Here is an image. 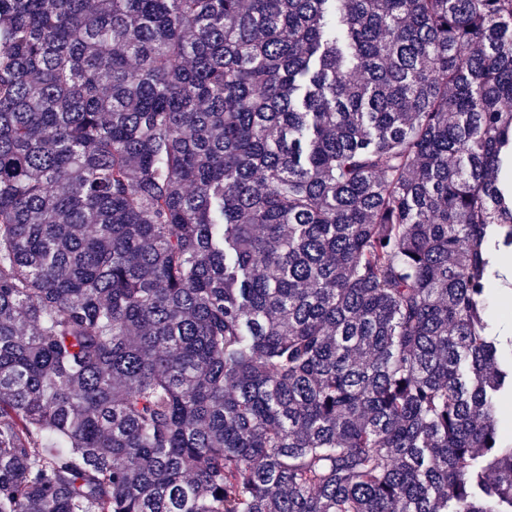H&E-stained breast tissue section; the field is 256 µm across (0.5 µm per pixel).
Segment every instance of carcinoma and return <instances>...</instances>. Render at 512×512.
<instances>
[{
	"instance_id": "1",
	"label": "carcinoma",
	"mask_w": 512,
	"mask_h": 512,
	"mask_svg": "<svg viewBox=\"0 0 512 512\" xmlns=\"http://www.w3.org/2000/svg\"><path fill=\"white\" fill-rule=\"evenodd\" d=\"M512 0H0V512H512ZM498 278H493L491 288H494V296L497 302L495 310L500 314L512 313V290L505 285L502 276L506 277L508 283L512 284V257L503 258L497 266ZM492 311L491 290L486 300V319L490 325L491 332L495 331L499 324H495L502 318L500 314ZM510 317V313L508 314Z\"/></svg>"
}]
</instances>
